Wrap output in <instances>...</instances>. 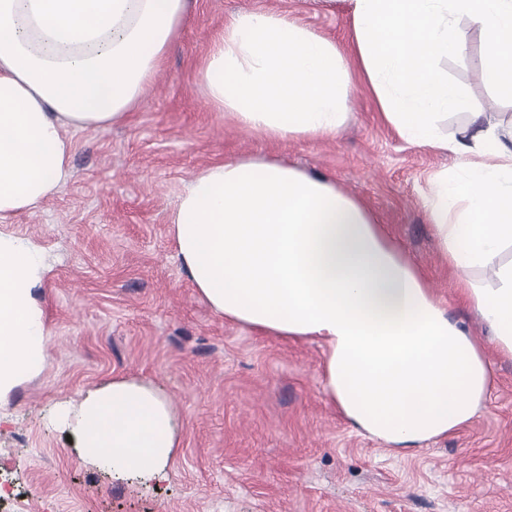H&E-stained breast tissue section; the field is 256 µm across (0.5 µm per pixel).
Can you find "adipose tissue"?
Segmentation results:
<instances>
[{"label":"adipose tissue","mask_w":512,"mask_h":512,"mask_svg":"<svg viewBox=\"0 0 512 512\" xmlns=\"http://www.w3.org/2000/svg\"><path fill=\"white\" fill-rule=\"evenodd\" d=\"M354 58L296 19L236 15L197 70L206 103L273 142L335 135L354 79L406 142L464 160L431 216L466 275L512 245V133L486 122L437 59L483 37L481 68L512 99V0H349ZM186 0H0V224L36 209L69 171L71 131L123 121L176 40ZM470 112L459 138L439 115ZM465 201L456 221L448 208ZM176 258L211 310L272 336L322 342L324 390L355 429L403 452L469 422L492 385L483 346L451 321L358 201L275 160L197 171L170 216ZM41 250L0 232V396L37 375L48 331ZM468 305L512 358V264ZM78 456L117 475L163 477L176 446L170 401L126 379L58 405Z\"/></svg>","instance_id":"adipose-tissue-1"}]
</instances>
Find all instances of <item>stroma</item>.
Masks as SVG:
<instances>
[{
    "mask_svg": "<svg viewBox=\"0 0 512 512\" xmlns=\"http://www.w3.org/2000/svg\"><path fill=\"white\" fill-rule=\"evenodd\" d=\"M292 16L352 41L345 0H188L177 41L121 124L76 131L69 174L36 210L0 226L46 258L39 300L49 330L42 371L0 399V512H512V358L462 300L430 215L453 154L406 143L367 88L336 136L267 141L210 108L197 65L231 17ZM438 61L487 121L512 124L480 72L482 38ZM274 157L360 201L424 277L449 317L485 348L493 385L477 415L403 455L351 428L323 390L324 348L215 315L181 269L169 217L196 171ZM118 379L145 382L174 409L165 480L115 479L81 461L49 423Z\"/></svg>",
    "mask_w": 512,
    "mask_h": 512,
    "instance_id": "35a3bbf8",
    "label": "stroma"
}]
</instances>
